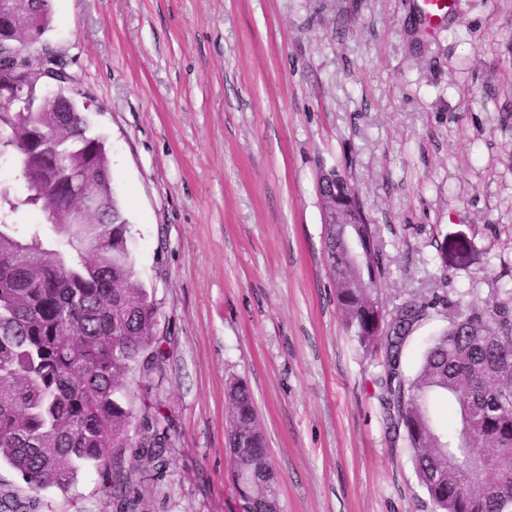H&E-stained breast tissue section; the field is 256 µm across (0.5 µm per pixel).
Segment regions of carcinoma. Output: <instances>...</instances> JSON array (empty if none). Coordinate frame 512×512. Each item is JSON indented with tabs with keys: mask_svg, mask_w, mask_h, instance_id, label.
<instances>
[{
	"mask_svg": "<svg viewBox=\"0 0 512 512\" xmlns=\"http://www.w3.org/2000/svg\"><path fill=\"white\" fill-rule=\"evenodd\" d=\"M11 9L25 90L21 103L0 106V161L35 191L0 187V464L36 493L66 492L80 472L110 469L119 495L126 449H140L139 471L163 464L159 430L138 422L142 384L165 358L157 307L136 273L105 140L88 135L81 92L44 40L52 0H15ZM86 194L96 207L82 213ZM22 212L42 221L21 232ZM328 257L336 276L362 284L336 286V301L359 347L384 352L380 400L403 429L436 512H498L512 494V303L450 324L409 378L402 352L430 304L406 300L387 320L378 296L383 262L366 252L355 266L341 249ZM438 398L454 407L450 428L436 419ZM225 404L234 482L251 477L257 510L274 512L278 491L266 480L269 452L249 386L231 382Z\"/></svg>",
	"mask_w": 512,
	"mask_h": 512,
	"instance_id": "carcinoma-1",
	"label": "carcinoma"
}]
</instances>
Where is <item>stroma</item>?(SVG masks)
<instances>
[{"label":"stroma","mask_w":512,"mask_h":512,"mask_svg":"<svg viewBox=\"0 0 512 512\" xmlns=\"http://www.w3.org/2000/svg\"><path fill=\"white\" fill-rule=\"evenodd\" d=\"M53 0L46 41L89 95L165 361L143 384L165 463L84 471L39 512H242L225 388L248 383L281 512H435L387 421L381 356L345 328L324 174L353 186L380 300L440 296L414 376L460 312L512 296V0Z\"/></svg>","instance_id":"35a3bbf8"}]
</instances>
